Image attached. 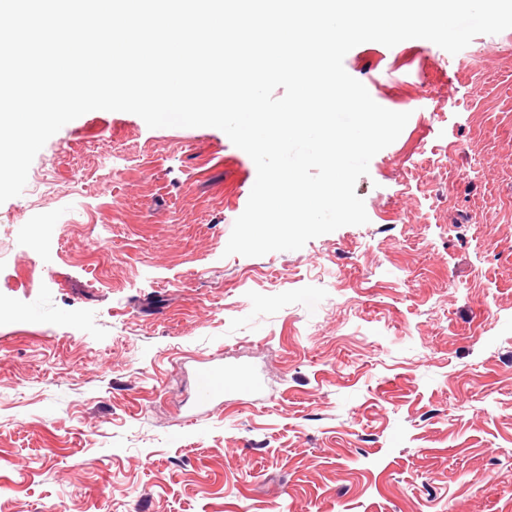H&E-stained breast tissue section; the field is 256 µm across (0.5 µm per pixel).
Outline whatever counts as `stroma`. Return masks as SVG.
<instances>
[{"mask_svg": "<svg viewBox=\"0 0 512 512\" xmlns=\"http://www.w3.org/2000/svg\"><path fill=\"white\" fill-rule=\"evenodd\" d=\"M344 68L410 119L368 223L295 251L225 255L256 166L217 128L94 110L37 153L41 207L0 204V512H512V29ZM220 365L253 391L198 404Z\"/></svg>", "mask_w": 512, "mask_h": 512, "instance_id": "35a3bbf8", "label": "stroma"}]
</instances>
